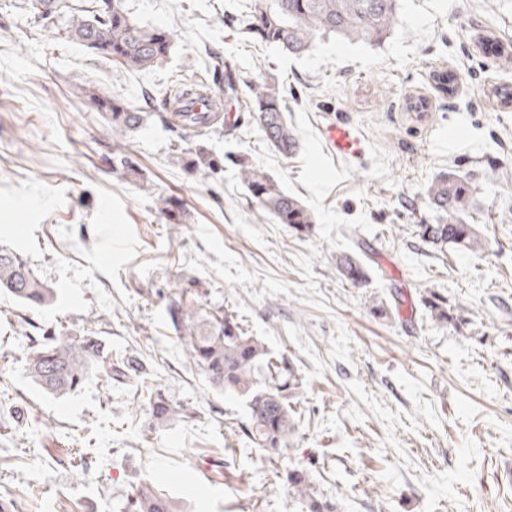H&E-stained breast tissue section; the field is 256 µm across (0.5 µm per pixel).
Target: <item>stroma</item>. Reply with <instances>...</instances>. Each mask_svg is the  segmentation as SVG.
Here are the masks:
<instances>
[{
  "label": "stroma",
  "instance_id": "stroma-1",
  "mask_svg": "<svg viewBox=\"0 0 512 512\" xmlns=\"http://www.w3.org/2000/svg\"><path fill=\"white\" fill-rule=\"evenodd\" d=\"M253 3L124 0L175 36L170 57L139 72L45 29L25 0H0V248L26 253L55 293L31 308L0 292V498L11 512H124L153 483L181 512H304L286 480L298 467L338 512H512V103L496 94L512 87V0H402L385 41L327 36L300 57L230 27ZM485 35L507 55L484 51ZM213 53L234 64L239 100L265 80L287 85L295 154L243 111L202 134L152 113L116 129L81 90L141 108L208 82ZM438 69L457 76L454 93L436 89ZM412 99L427 101L425 121ZM333 120L359 128L361 160L325 152L319 128ZM116 147L135 174L113 170ZM200 148L223 161L205 180L188 166ZM242 154L313 212L308 230L258 221ZM443 172L468 179L489 252L421 241L435 221L425 189ZM354 251L362 285L336 269ZM427 288L459 302L457 320L430 317ZM181 300L233 312L300 374L281 459L244 435V403L190 362L168 312ZM90 331L105 354L135 359L179 418L150 428L136 384L101 373L61 397L29 381L25 357L46 333Z\"/></svg>",
  "mask_w": 512,
  "mask_h": 512
}]
</instances>
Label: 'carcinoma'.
Instances as JSON below:
<instances>
[{
    "label": "carcinoma",
    "mask_w": 512,
    "mask_h": 512,
    "mask_svg": "<svg viewBox=\"0 0 512 512\" xmlns=\"http://www.w3.org/2000/svg\"><path fill=\"white\" fill-rule=\"evenodd\" d=\"M401 0H261L245 19L237 21L239 33L254 35L283 52L301 56L310 51L319 37L336 36L348 40L379 44L399 21ZM31 13L44 25L64 19V38L86 48L92 54L112 60L133 71L149 70L166 59L173 47L171 32L150 27L132 18L123 0H30ZM212 82L226 95L236 91V72L222 60L209 68ZM91 103L108 114L112 125L130 131L144 120L143 111L112 96L103 86L83 87ZM189 91L172 93L166 89L148 98L146 106L178 132L190 127L209 128L221 116L216 101L208 112H185L181 101ZM286 90L275 80L254 86L246 111L257 123L264 139L279 153H296L298 142L284 116ZM241 180L248 186L258 206L259 220L273 219L306 230L314 223L310 210L296 197L285 193L267 172L253 166L247 157L235 160ZM190 167L202 178L217 170V161L205 150H198ZM438 223L419 225L421 239L441 253L449 247L471 252L487 249L486 240L465 216L472 205L468 181L451 174L435 177L425 190ZM342 278L354 285L367 277L363 262L355 255L336 257ZM16 300L35 307L49 305L54 291L31 268L28 257L9 249H0V290ZM424 306L439 322L454 320L459 306L448 297L428 290ZM179 340L195 367L211 385L244 401L247 423L244 435L269 458L281 457L288 439L295 432L291 399L302 380L282 355H276L256 336H249L229 312L221 317L208 316L186 303L169 310ZM30 381L42 390L66 395L80 387L90 375L103 371L116 381L131 379L133 366L128 361L114 363L103 353L95 336H46L26 358ZM148 424L166 425L176 419L179 410L158 388L146 389L144 396ZM287 480L305 512H336V503L318 494L310 473L305 469L288 471ZM178 505L160 489L146 483L128 499L125 512H176Z\"/></svg>",
    "instance_id": "1"
}]
</instances>
